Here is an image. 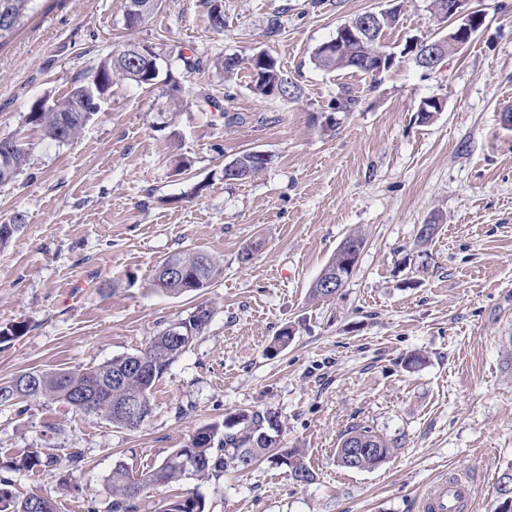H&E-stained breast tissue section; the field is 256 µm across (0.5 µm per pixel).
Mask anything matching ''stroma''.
Here are the masks:
<instances>
[{"mask_svg": "<svg viewBox=\"0 0 512 512\" xmlns=\"http://www.w3.org/2000/svg\"><path fill=\"white\" fill-rule=\"evenodd\" d=\"M163 0L128 29L125 0H42L0 46V138L27 161L0 186V223L24 225L0 250V383L30 370L91 367L145 349L198 305L213 311L199 336L154 385L137 429L57 402L0 408V477L16 494L43 491L58 512H109L116 462L130 474L158 466L205 425L271 409L284 447L302 449L315 475L295 482L264 459L221 477L148 488L138 512L187 494L207 512H420L449 476L476 488L472 512H498L500 472L512 464V0H474L484 23L435 70L407 44L444 36L430 0ZM397 6L384 44L397 55L380 81L325 71L315 49L366 12ZM276 33H269V23ZM180 47L203 69L172 68L181 88L116 79L79 138L59 144L27 121L116 47ZM273 55L299 88L283 102L256 96L247 70L225 76L217 58ZM351 91L359 102L335 112ZM444 108L423 122L420 104ZM250 122H229V115ZM274 163L228 182L245 151ZM188 171L177 172L181 160ZM438 232L426 246L420 225ZM365 246L344 287L309 296L350 233ZM259 243L249 262L243 247ZM204 250L222 274L171 296L154 288L167 257ZM292 329L287 347L275 337ZM361 425L393 441L369 471L336 461L341 434ZM56 461L16 471L22 454Z\"/></svg>", "mask_w": 512, "mask_h": 512, "instance_id": "1", "label": "stroma"}]
</instances>
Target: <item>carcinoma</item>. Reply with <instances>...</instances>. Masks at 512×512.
<instances>
[{
    "label": "carcinoma",
    "instance_id": "1",
    "mask_svg": "<svg viewBox=\"0 0 512 512\" xmlns=\"http://www.w3.org/2000/svg\"><path fill=\"white\" fill-rule=\"evenodd\" d=\"M38 0H0V45L9 38L34 11ZM397 15L386 18L384 31L366 42L341 39L337 47V56L332 59L321 56L320 51L313 53L312 61L320 69L342 71L351 70L362 73L373 80L378 79L384 70L377 64L378 52L383 50L382 36L395 26ZM166 70L172 65H181L187 71L199 68L200 61L193 60L182 51L171 49L164 53ZM224 73L233 74L246 67L250 72H258L254 80L253 91L262 98L270 97L274 85L282 87L278 96L281 101H291L298 97L297 85L288 78L276 58L269 55L262 62L250 56L246 59L235 57L233 62L221 61ZM101 73V84H89L77 81L63 99L45 109L36 101L32 104L27 121L35 124L44 135L57 142H67L79 135L90 114L82 111L84 91L87 86L101 94H106L115 77L131 80L139 85L145 84L143 70L127 63L124 50L111 53L97 66ZM26 153L22 146L5 156L0 155V186L13 181L25 161ZM252 152L247 151L237 157L243 168L242 178L248 179L264 171V168L252 164ZM176 265L183 275H167L161 268ZM222 273V266L216 257L201 251L179 252L165 259L155 269L153 285L155 288L172 295L198 291L207 288ZM211 310L200 306L192 317H185L184 329L191 336L202 335L212 320ZM192 342H180L160 331L153 337L145 349L116 356L104 363L81 369L33 370L15 376L9 382L0 385V407H13L23 400L64 401L74 410L103 416L113 425L121 428L136 429L138 423H132L120 412L119 407L141 400L146 408H151V390L156 381L168 371L172 363L186 352ZM140 360L149 367L150 375L144 377L130 369V364ZM35 381L33 390H28L27 379ZM282 422L277 412L270 409L253 412H240L224 420V425H209L198 429L184 448H177L162 463L133 477L123 462L112 468L108 489L112 495L111 512H137L135 501L141 497L137 493L140 487L169 485L182 481L189 475L218 476L228 470L244 471L252 467L271 451L282 463L291 468L293 479L298 483H310L314 473L304 463L296 448L281 447L279 440ZM363 445L367 452L358 458L357 465L350 466L349 455L356 445ZM394 443L384 435L369 427L356 426L343 434L336 448V456L341 458L342 466L354 471L373 469L388 458ZM54 462V456L39 451L24 455L14 468L33 469L48 467ZM0 512H57L56 501L45 494L32 493L20 498L12 490V481L0 477ZM158 512H206L205 501L187 494L166 503Z\"/></svg>",
    "mask_w": 512,
    "mask_h": 512
}]
</instances>
